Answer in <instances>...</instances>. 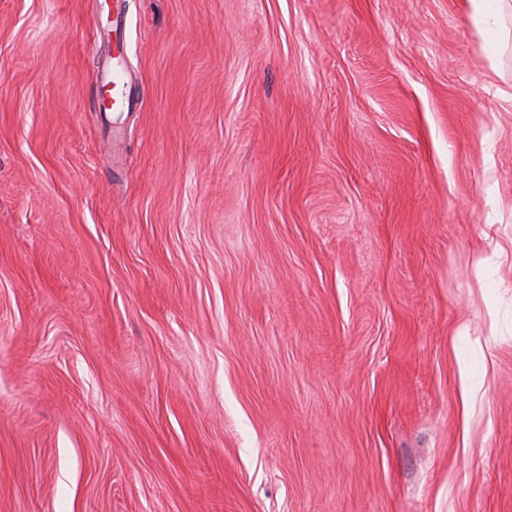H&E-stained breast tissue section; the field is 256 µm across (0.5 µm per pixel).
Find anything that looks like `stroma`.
Returning a JSON list of instances; mask_svg holds the SVG:
<instances>
[{
  "label": "stroma",
  "instance_id": "obj_1",
  "mask_svg": "<svg viewBox=\"0 0 512 512\" xmlns=\"http://www.w3.org/2000/svg\"><path fill=\"white\" fill-rule=\"evenodd\" d=\"M0 0V512H512V46L464 0ZM129 0L112 1V20L107 16L108 24L99 27L107 44V52L99 63L94 77V87L99 98V107L95 112H130L141 101L140 94H134L127 81L125 24Z\"/></svg>",
  "mask_w": 512,
  "mask_h": 512
}]
</instances>
